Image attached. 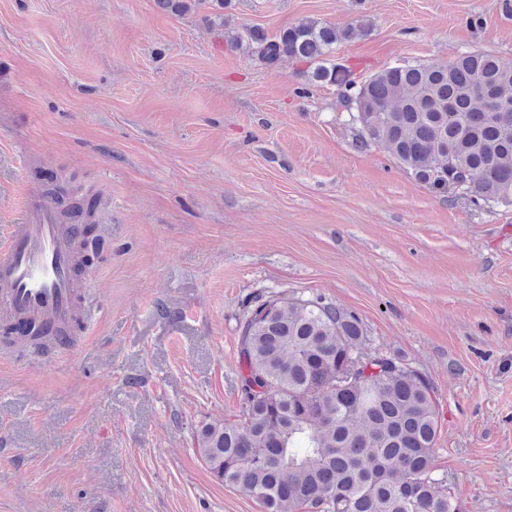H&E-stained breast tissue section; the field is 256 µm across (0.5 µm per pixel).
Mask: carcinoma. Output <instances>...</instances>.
I'll use <instances>...</instances> for the list:
<instances>
[{
  "label": "carcinoma",
  "mask_w": 512,
  "mask_h": 512,
  "mask_svg": "<svg viewBox=\"0 0 512 512\" xmlns=\"http://www.w3.org/2000/svg\"><path fill=\"white\" fill-rule=\"evenodd\" d=\"M156 3L182 15L206 0ZM361 31L302 19L248 38L263 61L314 64L315 80L343 89L359 149L380 147L418 181L475 206H512V65L477 50L358 83L323 61ZM50 192L66 218L93 212L57 185ZM367 342L362 321L321 296L256 301L239 325L237 419L194 435L209 469L265 512H462L433 476L430 381Z\"/></svg>",
  "instance_id": "obj_1"
}]
</instances>
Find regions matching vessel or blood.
<instances>
[{
  "label": "vessel or blood",
  "mask_w": 512,
  "mask_h": 512,
  "mask_svg": "<svg viewBox=\"0 0 512 512\" xmlns=\"http://www.w3.org/2000/svg\"><path fill=\"white\" fill-rule=\"evenodd\" d=\"M81 259L76 225L65 223L42 192L30 194L21 223L0 243V306L14 325L70 330L90 322L88 284L75 268Z\"/></svg>",
  "instance_id": "vessel-or-blood-1"
}]
</instances>
